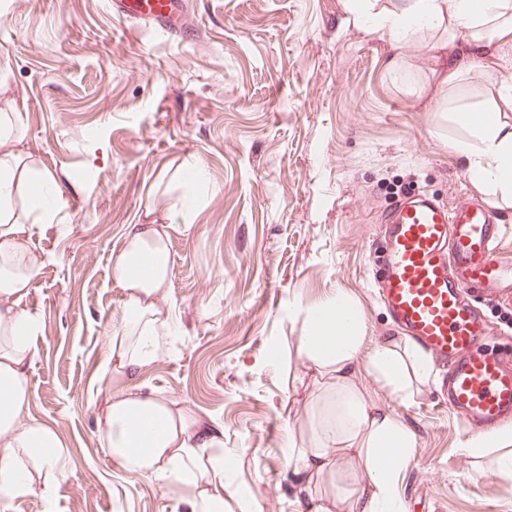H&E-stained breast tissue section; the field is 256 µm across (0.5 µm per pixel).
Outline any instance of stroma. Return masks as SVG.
Masks as SVG:
<instances>
[{
	"instance_id": "1",
	"label": "stroma",
	"mask_w": 512,
	"mask_h": 512,
	"mask_svg": "<svg viewBox=\"0 0 512 512\" xmlns=\"http://www.w3.org/2000/svg\"><path fill=\"white\" fill-rule=\"evenodd\" d=\"M186 2L187 40L116 20L108 0H0V107L19 106L22 150L61 189L54 218L21 235L39 259L21 419L56 430L60 478L0 496V512H183V489L128 472L100 440L123 316L110 267L131 224L170 227L161 305L176 328L135 382L223 427L224 512H302L285 450L308 443L317 388L297 348L305 307L339 293L364 318L353 383L414 434L402 512H512V477L490 468L496 448L468 449L438 371L404 398L369 366L386 338L410 342L371 285L386 211L415 190L512 222V198L473 183L453 149L454 109H484L490 77L440 84L433 31L389 68V33L352 24L348 0ZM194 165L206 181L184 211ZM293 377L306 387L289 392Z\"/></svg>"
}]
</instances>
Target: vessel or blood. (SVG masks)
I'll list each match as a JSON object with an SVG mask.
<instances>
[{
	"label": "vessel or blood",
	"instance_id": "b4317fda",
	"mask_svg": "<svg viewBox=\"0 0 512 512\" xmlns=\"http://www.w3.org/2000/svg\"><path fill=\"white\" fill-rule=\"evenodd\" d=\"M109 6L119 19L185 32L184 0H109ZM381 229L373 284L393 322L447 367L441 391L449 408L482 431L512 420V341L492 343L468 298L474 291L512 307V265L498 256L512 226L478 199L450 209L409 194L385 214Z\"/></svg>",
	"mask_w": 512,
	"mask_h": 512
}]
</instances>
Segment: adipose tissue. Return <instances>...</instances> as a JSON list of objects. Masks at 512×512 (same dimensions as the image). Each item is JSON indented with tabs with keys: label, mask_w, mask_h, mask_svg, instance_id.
I'll return each mask as SVG.
<instances>
[{
	"label": "adipose tissue",
	"mask_w": 512,
	"mask_h": 512,
	"mask_svg": "<svg viewBox=\"0 0 512 512\" xmlns=\"http://www.w3.org/2000/svg\"><path fill=\"white\" fill-rule=\"evenodd\" d=\"M355 0L353 22L371 17L394 42L422 31H447L458 47L437 53L433 76L449 84L464 73L484 74L488 60L512 58V0ZM495 96L482 112L457 109L455 120L467 130L455 151L471 180L512 194V73L494 83ZM25 137L18 110L0 113V494L31 491L35 477L56 480L60 446L47 425L25 424L20 413L31 392L27 369L35 351V320L22 302L37 261L18 237L19 225L38 224L55 212L60 197L55 175L35 172L19 148ZM162 224L130 225L111 276L125 292L124 315L104 355L114 383L101 420L100 438L123 467L148 480L185 488L189 512H224V431L201 424L185 406L134 385L135 372L158 356L171 325L159 303L169 281L167 243ZM306 330L298 353L323 377L308 446L289 444L288 459L305 476L334 474L336 451L363 463L367 483L347 487V512H401L398 477L411 457L414 436L392 413L379 409L351 380L363 341V316L347 296L338 295L305 311ZM372 370L399 395L414 380H427L430 363L419 350L392 342L378 344Z\"/></svg>",
	"instance_id": "adipose-tissue-1"
}]
</instances>
